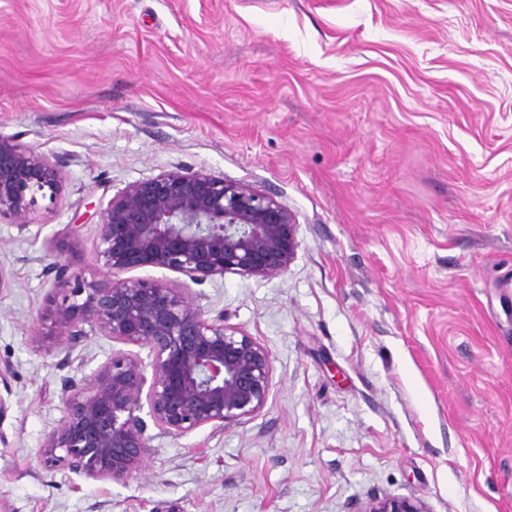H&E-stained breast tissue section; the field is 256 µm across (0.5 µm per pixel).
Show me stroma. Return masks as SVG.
Segmentation results:
<instances>
[{
  "mask_svg": "<svg viewBox=\"0 0 512 512\" xmlns=\"http://www.w3.org/2000/svg\"><path fill=\"white\" fill-rule=\"evenodd\" d=\"M0 135L67 173L0 218V512H512V0H0ZM174 171L295 216L282 275L130 272L267 347L269 398L148 425L125 482L47 467L63 381L149 350L34 334L103 279L112 198ZM361 512H429V510L419 500L383 498L370 502Z\"/></svg>",
  "mask_w": 512,
  "mask_h": 512,
  "instance_id": "1",
  "label": "stroma"
}]
</instances>
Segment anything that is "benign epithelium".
Returning <instances> with one entry per match:
<instances>
[{
  "label": "benign epithelium",
  "mask_w": 512,
  "mask_h": 512,
  "mask_svg": "<svg viewBox=\"0 0 512 512\" xmlns=\"http://www.w3.org/2000/svg\"><path fill=\"white\" fill-rule=\"evenodd\" d=\"M62 167L0 137V216L26 218L37 194L57 195ZM294 216L271 196L210 173L169 172L127 186L99 223L98 256L106 276L75 281L53 313L51 336L68 350L92 331L151 353L143 361L120 354L92 378L64 381V415L39 456L95 480L125 482L150 451L146 424L182 437L206 425L222 427L257 414L272 388L273 364L256 338L208 319L189 289L125 276L152 264L192 278L226 272L274 277L288 270L295 249ZM362 512H429L408 498H383Z\"/></svg>",
  "instance_id": "benign-epithelium-1"
}]
</instances>
